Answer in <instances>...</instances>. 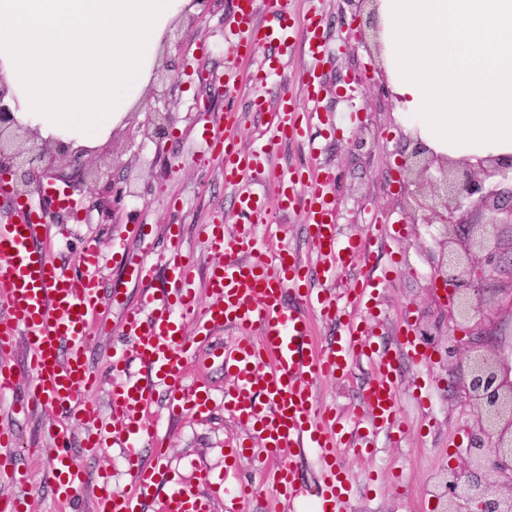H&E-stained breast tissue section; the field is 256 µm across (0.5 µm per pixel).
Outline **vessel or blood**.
<instances>
[{
    "instance_id": "1",
    "label": "vessel or blood",
    "mask_w": 512,
    "mask_h": 512,
    "mask_svg": "<svg viewBox=\"0 0 512 512\" xmlns=\"http://www.w3.org/2000/svg\"><path fill=\"white\" fill-rule=\"evenodd\" d=\"M237 28L232 33L235 52L250 53L255 42L301 41L305 54L322 61L327 48L319 34V23L308 18L296 26L285 11L271 21L255 20L254 0H237ZM278 55L266 57L254 67L249 79L261 87L280 72ZM257 111L267 116L255 144L241 148L222 132L202 128L206 144L223 145L224 182L236 191L239 209L246 219L234 232L223 223L206 227L209 248L222 255V262L206 272L209 303H200L194 282L198 268L180 232H170L161 256L168 270V287L147 296L146 307L127 308L123 334L126 342L113 348L110 417L102 419L88 395L99 378L85 362L91 328L103 304L100 283L91 268L98 258L94 241H86L82 261L90 271L82 277L70 275L56 261L43 220L34 208L22 209L18 221L0 224V354L11 353L17 339H25L26 367L33 381L23 394H16L14 374L0 365V395L15 393L14 411H39L50 417L47 433L50 447L40 449L46 475L56 488L58 500L72 504L87 475L66 450L71 422L91 428L85 440L89 454L113 447L125 451L133 492L113 488L109 476L97 482L94 512H141L143 497L156 494L159 512H209L207 498L191 487L170 483L162 468L144 467L139 445L150 444L157 456H165V439L149 416L154 392L166 387L170 394L168 415H204L216 400L243 424L252 427L267 453L266 482L273 497L288 505L311 503L314 512H349L352 485L338 462L344 436L357 440L360 452L372 453L379 436L401 432L396 351L415 361L428 357L421 351L408 323L398 327L396 348L375 347L370 326L374 318L377 283L365 275L344 298L305 287L302 265L289 252L272 259L261 257L255 225L271 224L266 205L275 195L279 212L296 209L305 214L316 261L325 280L336 278L339 269L355 259L369 260L382 240L378 225H371L359 239L341 238L336 224V206L324 194L319 178L292 172L288 178L267 186L263 179L270 143L301 134L303 123L315 113L300 115L293 95L283 94L275 104L256 101ZM337 323V337L327 348H314L311 318ZM229 326L235 337L210 355L224 369L227 385L214 395L210 385L197 381L186 386L188 371L200 340ZM374 370L364 401L369 409L366 422L345 428L334 407L321 404L313 395L314 383L348 373L359 361ZM147 371L146 379L133 377L132 362ZM307 449L317 461L314 482L300 480L294 466L282 458L283 450Z\"/></svg>"
}]
</instances>
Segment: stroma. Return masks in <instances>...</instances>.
Here are the masks:
<instances>
[{
    "label": "stroma",
    "instance_id": "35a3bbf8",
    "mask_svg": "<svg viewBox=\"0 0 512 512\" xmlns=\"http://www.w3.org/2000/svg\"><path fill=\"white\" fill-rule=\"evenodd\" d=\"M296 24L318 15L327 55L313 65L299 47H290L281 58L283 81L254 88L248 80L251 61L267 57L271 48L262 44L253 50L251 60L237 56L225 39L237 17L236 0H209L204 12H189L169 28L161 47L152 78L145 89L136 115L116 126L111 136L93 150L99 170L82 174L74 192L78 213L50 214L46 221L66 235L54 242L59 263L81 273L84 238H95L102 254L112 246L142 256L143 244L133 227H152V250L167 246L169 225H179L190 253L200 266L218 263L219 255L209 252L205 227L222 217L228 229H236L245 219L236 204L234 190L224 183V170L217 149L200 137L202 128L228 129L242 147H251L265 117L252 102L262 97L275 102L283 91H290L299 111L317 107L324 121L312 124L308 135L320 145L309 154L304 142L288 141L270 148V179H277L300 168L309 175L329 173L324 191L336 201L338 223L343 237L359 238L368 231L373 216L385 222L388 249L375 250L372 263L386 277L377 300L379 317L373 325L377 345L394 347L397 327L432 326L441 322L447 297L430 287L432 229L412 223L404 203L409 190L404 186L402 159L405 133L382 69L379 34L368 19L374 7L365 0L361 6L346 0H285ZM315 70L320 85L317 103H309L301 78ZM171 112L174 120L169 136L161 140L142 137L139 123L148 108ZM364 137V148H354L356 137ZM127 190L121 204H113L114 187ZM279 228L268 233L256 225L258 248L271 256L280 251L296 253L310 265L312 287H330L341 294L353 287L366 269L354 262L340 271L334 284H325L316 268V258L308 240L302 211L278 215ZM101 287L105 304L95 317L93 340L87 355L96 374H105L112 356V345L121 333L123 311L140 300L144 287L135 277L111 263L103 264ZM493 311L486 322V333L506 362H512V303L494 295ZM453 365L440 352H431L427 361H400V410L406 423L401 442L380 441L373 454L360 456L353 449H342L339 461L355 489L352 512H435L431 484L435 474L450 465H462V439L474 419L452 385ZM373 380L372 368L355 363L340 378H327L313 386L321 403L338 412L366 416L363 395ZM429 385L431 406L421 409L417 401L420 385ZM169 394L157 388L154 412L157 425L167 437L170 453L157 459L150 447L140 451L144 465H161L172 482H189L210 500L212 512H224V489L217 483L226 463L224 452L233 439H250L254 433L215 404L210 414L191 416L178 422L167 418ZM48 418L37 412L18 417L12 412L11 396L0 397V428L9 429L14 445L7 450L22 483L0 484V496L24 495L31 512H70L60 506L45 477L46 463L34 456L36 448L47 447ZM83 429L73 426L70 452L89 477L76 493L81 512H90L93 499L92 477L98 470L112 472L113 486L125 489L123 449H111L108 456L88 455L82 447ZM242 476L252 482L255 494L245 512H288L287 506L273 499L263 486L264 455L260 448L237 462Z\"/></svg>",
    "mask_w": 512,
    "mask_h": 512
}]
</instances>
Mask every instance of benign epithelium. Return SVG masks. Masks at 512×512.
I'll list each match as a JSON object with an SVG mask.
<instances>
[{"label": "benign epithelium", "instance_id": "obj_1", "mask_svg": "<svg viewBox=\"0 0 512 512\" xmlns=\"http://www.w3.org/2000/svg\"><path fill=\"white\" fill-rule=\"evenodd\" d=\"M7 89L0 83V173L10 176L9 190L16 202L27 199L32 188L40 190L60 181L72 190L83 162L80 149L74 155L75 170L69 174L57 160L70 153L71 144L60 139L38 141V132L22 126L5 101ZM172 124V115L150 109L143 124V136L159 138ZM30 134L28 145L16 148L8 141L19 130ZM415 190L409 210L422 223L437 227L433 236L431 281L442 282L459 295V303L448 308L446 318L453 325L465 324L470 348L442 342L428 326L416 327L424 343L444 346L453 362L456 385L474 417L471 440L465 453L467 462L438 472L435 493L440 512H460L448 502H476L480 512H512V381L503 377L504 364L497 353L486 347L480 333L490 307L488 281L496 274L512 279V254H505L501 236L512 229V160L487 169H475L464 162L434 155L421 142L414 143L405 160ZM491 177L499 178L488 186ZM489 472L507 493L492 496L480 484L477 473Z\"/></svg>", "mask_w": 512, "mask_h": 512}]
</instances>
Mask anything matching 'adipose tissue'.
Listing matches in <instances>:
<instances>
[{"label": "adipose tissue", "instance_id": "1", "mask_svg": "<svg viewBox=\"0 0 512 512\" xmlns=\"http://www.w3.org/2000/svg\"><path fill=\"white\" fill-rule=\"evenodd\" d=\"M383 72L408 132L486 167L512 158V0H376ZM194 0H0V78L20 123L93 148L143 96Z\"/></svg>", "mask_w": 512, "mask_h": 512}]
</instances>
